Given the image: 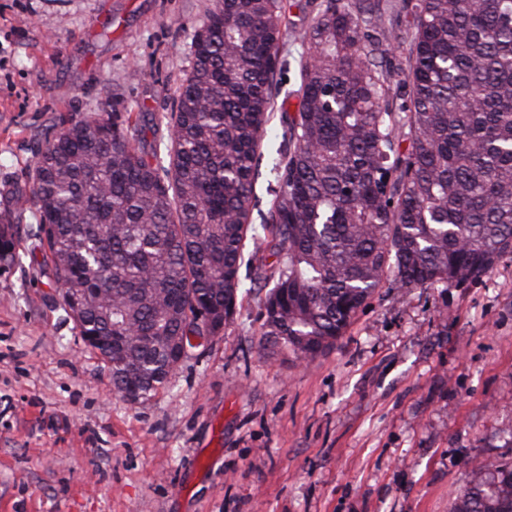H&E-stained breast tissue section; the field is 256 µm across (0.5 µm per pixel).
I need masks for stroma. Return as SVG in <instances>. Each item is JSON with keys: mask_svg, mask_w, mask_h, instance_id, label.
Masks as SVG:
<instances>
[{"mask_svg": "<svg viewBox=\"0 0 512 512\" xmlns=\"http://www.w3.org/2000/svg\"><path fill=\"white\" fill-rule=\"evenodd\" d=\"M282 0L278 100L295 113L312 6ZM213 0H0V210L60 118H144L167 143L196 26ZM261 149L250 221L277 187ZM33 219L0 265V512H451L479 460L512 461V256L477 282L381 289L335 349L307 362L262 346L258 276L223 332L130 401L51 287Z\"/></svg>", "mask_w": 512, "mask_h": 512, "instance_id": "1", "label": "stroma"}]
</instances>
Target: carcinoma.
<instances>
[{
    "mask_svg": "<svg viewBox=\"0 0 512 512\" xmlns=\"http://www.w3.org/2000/svg\"><path fill=\"white\" fill-rule=\"evenodd\" d=\"M414 32L396 102L376 59L399 49L371 3L325 0L299 62L278 189L249 221L275 107L279 0H214L167 120V165L132 113L101 107L53 129L0 215V262L32 209L62 304L119 393L174 372L171 343L235 314L244 239L276 257L260 335L299 361L336 347L380 288L476 282L512 255V0H401ZM452 512H512V462L475 465Z\"/></svg>",
    "mask_w": 512,
    "mask_h": 512,
    "instance_id": "obj_1",
    "label": "carcinoma"
}]
</instances>
